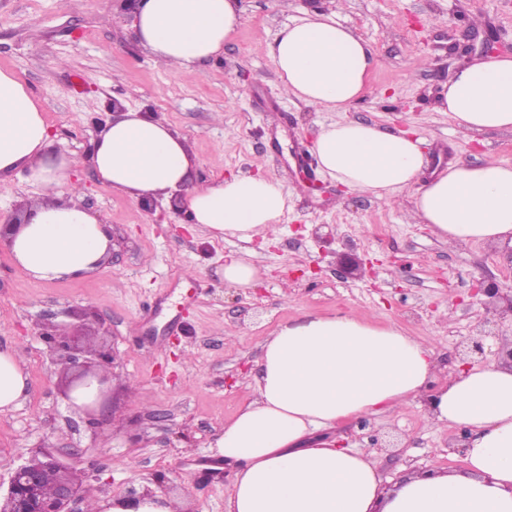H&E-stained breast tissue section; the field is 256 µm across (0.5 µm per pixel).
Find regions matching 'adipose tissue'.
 Wrapping results in <instances>:
<instances>
[{
	"label": "adipose tissue",
	"instance_id": "ef3b65f1",
	"mask_svg": "<svg viewBox=\"0 0 512 512\" xmlns=\"http://www.w3.org/2000/svg\"><path fill=\"white\" fill-rule=\"evenodd\" d=\"M241 19L239 0H140L132 27L154 59L189 77L223 55ZM269 56L285 92L324 112L361 100L374 63L367 40L318 10L281 28ZM438 109L477 132L512 129V56L454 71ZM423 144L410 130L344 118L320 128L313 152L351 192L410 194L421 222L448 244L512 246V165L458 163L425 180ZM87 161L103 186L133 201L181 193L189 221L219 242L268 237L291 208L289 192L261 175L196 184L185 138L149 112L108 120ZM70 168L50 150L37 100L0 70V182L21 176L37 188L9 251L41 282L99 272L112 248ZM27 381L17 352L0 350L1 413L27 398ZM255 392L211 445L232 472L225 512H512V368L475 364L441 381L430 342L347 313L306 314L265 342ZM406 401L420 403L430 426L462 431L464 470L390 481L340 444L339 424Z\"/></svg>",
	"mask_w": 512,
	"mask_h": 512
}]
</instances>
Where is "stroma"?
Instances as JSON below:
<instances>
[{"label": "stroma", "mask_w": 512, "mask_h": 512, "mask_svg": "<svg viewBox=\"0 0 512 512\" xmlns=\"http://www.w3.org/2000/svg\"><path fill=\"white\" fill-rule=\"evenodd\" d=\"M243 22L221 59L178 76L135 40L115 0H0V69L39 101L52 150L73 162L83 203L112 232L102 272L40 283L0 248V349L17 350L30 392L0 413V503L13 470L36 445L72 461L83 476L79 512L100 498L164 479L183 512H224L230 473L210 445L254 396L264 341L304 314L348 311L400 326L435 346L439 378L463 363L484 334L481 282L512 288V253L494 243L451 248L413 212L349 192L324 176L312 152L321 126L348 118L417 131L426 173L487 159L512 165V131L480 133L437 109L456 69L485 59V39L512 44V0H241ZM320 9L368 40L375 53L363 98L348 113L318 112L283 91L268 46L286 24ZM159 113L187 140L194 176L260 173L291 191L275 238L210 241L159 200L154 212L103 188L87 162L106 107ZM262 270L241 290L225 283L228 257ZM380 259L374 274L343 273L344 257ZM94 311L99 342L115 352L103 426L92 427L62 395L63 366L41 330L72 327ZM350 420L337 429L371 449L385 475L462 469L454 427L428 426L418 403ZM380 446H369L370 437Z\"/></svg>", "instance_id": "stroma-1"}]
</instances>
